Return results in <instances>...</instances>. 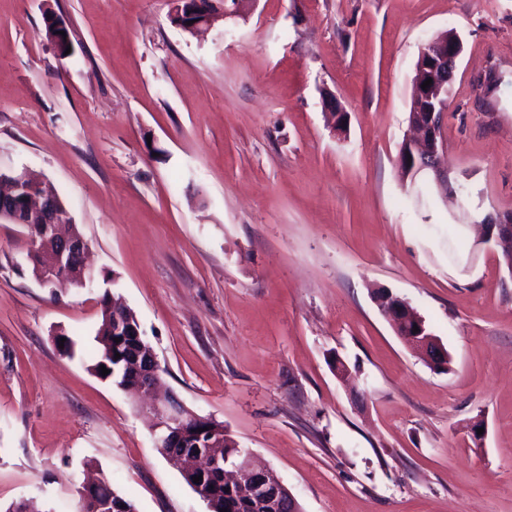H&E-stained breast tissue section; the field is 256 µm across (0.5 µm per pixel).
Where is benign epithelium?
Instances as JSON below:
<instances>
[{
	"mask_svg": "<svg viewBox=\"0 0 512 512\" xmlns=\"http://www.w3.org/2000/svg\"><path fill=\"white\" fill-rule=\"evenodd\" d=\"M255 3L256 0H238L234 7L226 6L217 12L212 7V0H172V16L181 18L186 22L185 31L195 34L210 29L221 20L244 16ZM190 20L193 21L191 25L188 24ZM463 51V40L454 30L438 35L422 48L413 77L414 101L409 120L414 135L402 144L399 154V165L410 180L430 173L439 192L445 196L452 193V187L447 170L441 165L445 152L441 127L448 111L454 72ZM428 79L432 84L422 88ZM324 106L332 118L333 132L345 133L348 113L333 94H325ZM3 183L13 190L25 192V196L17 200L6 192L0 193V221L18 224L26 230L29 249L40 258L37 281L48 288L55 287L65 277L70 280L76 277L81 283H86L84 256L87 243L83 235L73 229L63 232V227L71 224V216L54 204L53 195L44 190L46 182L34 179L25 169H0V185ZM481 224L486 227L484 241L494 239L503 251L512 253V214L487 222L483 220ZM377 303L397 336L421 352L431 366L444 365L448 351L404 299L388 292L377 299ZM109 307L115 312L116 330L126 329V335L135 338L145 356V368L139 370L136 384L130 391L150 399L148 411L154 419L156 447L180 462L183 474L189 478L197 469L206 470L223 464L229 470L231 482L246 490L253 512H283L287 505L292 507V512H302L283 481L273 471L255 465L248 451L238 449L231 461L208 460L203 449L212 447L217 440L224 441V429L220 426L208 428V439L204 441L202 435L182 428L185 407L171 395L162 398L156 395L158 364L142 337L140 325L133 323L130 310L119 312L121 304L112 300ZM416 327L419 328L417 332L414 331ZM195 452L198 458L189 457Z\"/></svg>",
	"mask_w": 512,
	"mask_h": 512,
	"instance_id": "7a95c632",
	"label": "benign epithelium"
}]
</instances>
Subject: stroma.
Wrapping results in <instances>:
<instances>
[{"label":"stroma","instance_id":"35a3bbf8","mask_svg":"<svg viewBox=\"0 0 512 512\" xmlns=\"http://www.w3.org/2000/svg\"><path fill=\"white\" fill-rule=\"evenodd\" d=\"M171 8L0 0V166L54 184L93 277L40 287L22 227L0 223V512H75L89 463L138 512H208L149 418L91 370L107 290L164 388L303 512H512V273L469 230L475 263L448 258L449 225L512 213V0H257L198 36ZM451 28L445 200L398 156L420 50ZM382 288L448 370L396 335ZM324 106L332 118L331 129L337 134H343L347 130L348 113L337 102L331 93H325ZM376 301L397 336L421 352L431 366H446L444 362L448 360V351L404 299L387 291L382 298L377 296ZM414 326L419 328L416 333H413Z\"/></svg>","mask_w":512,"mask_h":512}]
</instances>
